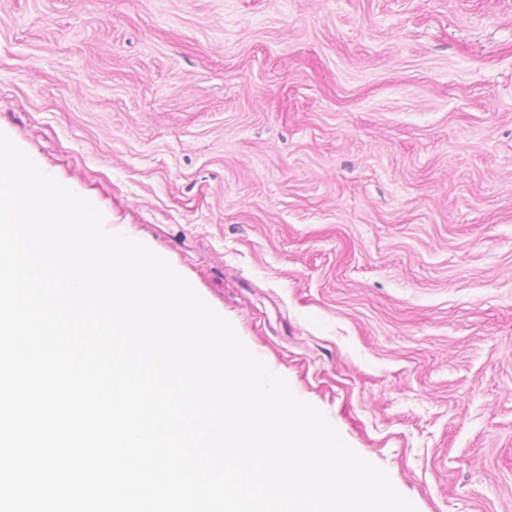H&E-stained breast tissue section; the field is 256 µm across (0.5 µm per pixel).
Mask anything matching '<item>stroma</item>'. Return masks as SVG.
Segmentation results:
<instances>
[{"mask_svg": "<svg viewBox=\"0 0 512 512\" xmlns=\"http://www.w3.org/2000/svg\"><path fill=\"white\" fill-rule=\"evenodd\" d=\"M0 131L417 512H512V0H0Z\"/></svg>", "mask_w": 512, "mask_h": 512, "instance_id": "35a3bbf8", "label": "stroma"}]
</instances>
